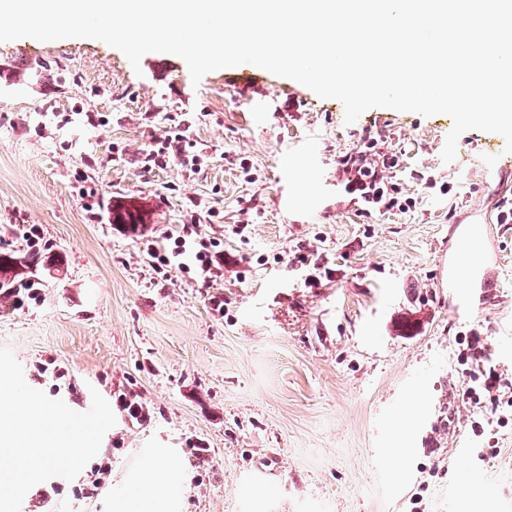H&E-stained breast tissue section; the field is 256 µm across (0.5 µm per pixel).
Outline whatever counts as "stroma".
<instances>
[{"label": "stroma", "instance_id": "obj_1", "mask_svg": "<svg viewBox=\"0 0 512 512\" xmlns=\"http://www.w3.org/2000/svg\"><path fill=\"white\" fill-rule=\"evenodd\" d=\"M450 121L379 107L348 125L339 100L251 64L195 84L173 54L135 69L99 40L0 42V251L67 267L0 306V346L30 387L79 413L99 392L116 417L97 495L74 494L87 473L54 477L21 512H110L161 448L182 467L163 512H512V223L487 241L496 304L476 282L437 287L459 223L499 203L495 185L442 161ZM169 130L198 164L143 171ZM368 131L396 154L410 210L368 211L332 186ZM310 138L316 188L292 151ZM287 168L298 176L284 184ZM116 202L144 212L138 233L109 222ZM187 224L222 242L209 283L148 255ZM298 251L332 279L309 285ZM474 334L502 376L500 405L467 396L460 351ZM127 393L148 420L118 405Z\"/></svg>", "mask_w": 512, "mask_h": 512}]
</instances>
